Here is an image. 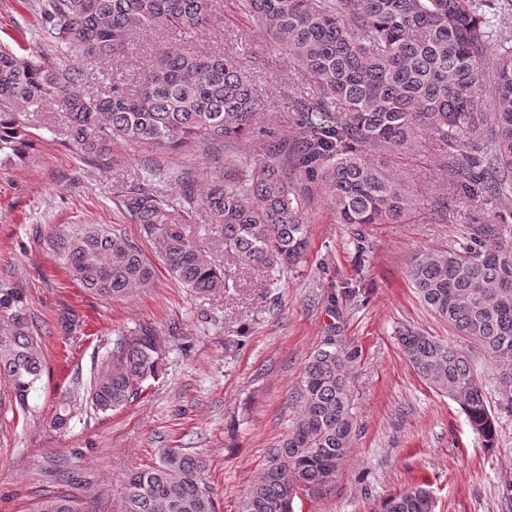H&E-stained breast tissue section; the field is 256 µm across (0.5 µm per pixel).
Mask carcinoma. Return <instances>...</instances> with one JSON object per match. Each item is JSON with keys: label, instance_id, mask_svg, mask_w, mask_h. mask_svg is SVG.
<instances>
[{"label": "carcinoma", "instance_id": "obj_1", "mask_svg": "<svg viewBox=\"0 0 512 512\" xmlns=\"http://www.w3.org/2000/svg\"><path fill=\"white\" fill-rule=\"evenodd\" d=\"M46 36L84 65L135 50L136 35L162 27L197 34L215 25L224 0H35ZM240 9L270 42L297 62L316 95L297 103L294 137L262 148L246 165L234 144L257 126L251 75L232 57L165 47L140 74V90L119 83L90 95L84 71L35 51L0 47V156L20 159L28 134L22 112L58 105L79 152L109 160L112 143L199 148L223 156L224 175L200 186L181 172L180 200L128 186L118 201L141 226L168 273L193 293L229 288L223 268L188 234L205 210L224 251L243 266L283 273L308 248L301 197L326 195L341 224H400L414 198L391 159L412 154L422 134L448 149L449 193L472 199L512 196V39L500 35L495 0H241ZM490 82L489 105L477 88ZM70 277L101 297L150 287L154 268L125 235L89 226L64 243ZM408 277L421 301L473 340L496 370L494 400L462 349L405 330L399 343L416 374L448 394L483 445H498V416L512 414V208L469 227V241L416 258ZM0 381L24 409L41 380L44 353L28 307L15 288H0ZM355 353L329 341L304 366L291 392L296 414L247 487L241 512H294L298 493L328 484L346 463L356 435L349 398ZM160 337L144 324L112 341L83 390L93 410H119L158 375ZM204 455L161 448L131 472L123 512H215L204 481ZM417 485L380 502L375 512H434ZM35 512H79L76 496L57 491Z\"/></svg>", "mask_w": 512, "mask_h": 512}]
</instances>
